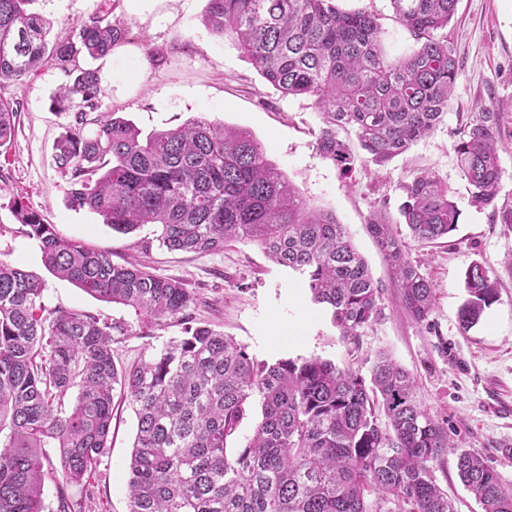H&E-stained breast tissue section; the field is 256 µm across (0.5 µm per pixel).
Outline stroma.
Masks as SVG:
<instances>
[{"label": "stroma", "instance_id": "35a3bbf8", "mask_svg": "<svg viewBox=\"0 0 512 512\" xmlns=\"http://www.w3.org/2000/svg\"><path fill=\"white\" fill-rule=\"evenodd\" d=\"M98 3L35 0L33 8L51 20L49 37L55 40L68 35L72 22L93 17ZM206 4L159 0L151 11L133 15L125 0H116L111 19L126 29L127 43L137 53L97 60L100 113H117L145 134L200 116L250 130L310 203L333 211L345 225L374 279L384 286L383 317L364 330L358 346L343 344L326 309L311 301L302 277L273 264L255 243L234 242L207 254L172 252L158 241L155 225L125 235L94 213L68 207L66 183L52 156L73 115L49 108L63 81L51 68L0 87V98L17 105L20 113L14 141L0 148V259L44 274L48 310H79L108 322L136 320L122 306L45 275L36 242L8 207L17 199L53 224L59 235L110 253L115 262H138L157 276L182 282L196 294L190 310L195 321L232 336L257 360L272 364L318 355L365 374L379 354H387L413 373L419 400L447 421L465 450L480 453L512 485V227L498 217L499 210L512 209V0H459L446 33L460 70L442 123L408 152L383 164L357 151L347 176L315 148L322 122L313 99L283 95L267 83L233 40L205 26ZM337 4L377 15L392 55L416 47L414 35L396 20L390 0ZM485 110L498 113L502 135L500 190L492 208L472 204L453 150L470 116ZM423 170L448 183L460 211L448 239L433 246L406 243L410 259L420 262L436 288L434 335L406 314L390 267L368 231L377 214L401 223L402 186ZM475 261L495 273L500 299L464 333L459 327L467 298L464 273ZM181 333V325L172 323L147 338L126 337L115 347V361L127 365L147 359ZM135 430L132 406L115 400L111 449L92 471L90 490L63 485L59 470L46 472L44 512H57L62 493L80 501L81 512H126L127 462ZM435 479L457 512H481L458 476L455 454L436 464Z\"/></svg>", "mask_w": 512, "mask_h": 512}]
</instances>
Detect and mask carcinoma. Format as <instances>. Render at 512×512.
I'll return each mask as SVG.
<instances>
[{
	"label": "carcinoma",
	"mask_w": 512,
	"mask_h": 512,
	"mask_svg": "<svg viewBox=\"0 0 512 512\" xmlns=\"http://www.w3.org/2000/svg\"><path fill=\"white\" fill-rule=\"evenodd\" d=\"M36 0H0V85L44 66L65 83L51 98L60 112L80 109L55 144L68 205L88 210L113 231L160 229L172 251L207 253L237 240L257 244L276 264L305 276L341 342L354 344L383 315L384 289L346 228L314 207L243 128L204 117L147 136L99 109L101 80L91 62L127 39L112 24L111 0L88 22L49 42L51 21ZM418 46L390 57L379 18L342 10L335 0H207L204 23L235 41L261 76L284 95L314 99L322 115L317 151L344 175L355 155L338 137L352 129L377 164L410 150L435 130L459 74L448 27L458 0H390ZM18 110L0 99V148L17 131ZM96 125L89 133L86 126ZM499 113L477 112L454 144L458 167L479 207L495 204L501 169ZM410 237L437 244L460 212L434 172L404 186ZM12 208L36 241L43 266L99 300L134 312L136 324H111L74 310L45 315V280L0 260V512H43L42 477L59 450L62 482L83 486L109 450L115 394L135 408L127 512H454L434 469L457 454L459 477L483 512H512V487L481 456L458 451L448 423L417 399L415 377L385 354L369 376L318 356L273 364L251 357L232 337L193 324L195 295L176 280L112 262L19 200ZM369 232L391 266L408 316L438 333L432 280L413 264L398 225L376 217ZM459 313L468 332L499 299L483 262L465 273ZM184 325L149 358L118 365L113 345ZM76 392L71 402L66 397ZM262 419L245 445L228 443L253 402Z\"/></svg>",
	"instance_id": "carcinoma-1"
}]
</instances>
